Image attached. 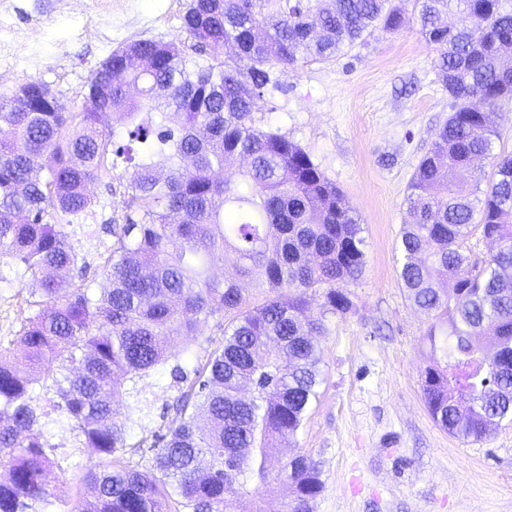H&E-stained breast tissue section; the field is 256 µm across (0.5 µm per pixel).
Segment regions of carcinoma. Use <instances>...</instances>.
I'll use <instances>...</instances> for the list:
<instances>
[{
  "label": "carcinoma",
  "instance_id": "1",
  "mask_svg": "<svg viewBox=\"0 0 512 512\" xmlns=\"http://www.w3.org/2000/svg\"><path fill=\"white\" fill-rule=\"evenodd\" d=\"M416 4L450 114L409 184L399 278L428 318V410L449 434L479 440L512 422V154L494 153L488 121L512 102V0ZM405 23L393 0H191L190 51L144 39L112 52L89 81L95 108L69 112L39 81L0 99V284L31 276L39 291L16 340L0 345V512H37L48 473L63 470L44 452L38 386L98 455L81 512H262L254 499L241 509L245 489L268 484L273 450L319 398L317 339L351 308L344 288L362 273L364 238L336 184L254 113L278 75ZM105 112L125 139L101 124ZM488 157L482 191L474 163ZM119 165L124 223L112 225L98 277L45 275L77 264L71 235L92 214L89 186ZM477 230L496 244L480 264L467 248ZM227 256L235 276L213 278ZM255 288L266 289L260 303ZM215 316L224 342L176 398L178 423L146 464H130L138 448L112 405L128 395L141 409L137 379L175 356L173 337ZM15 344L24 368L8 357ZM275 475L288 512H311L322 490L313 458L289 457Z\"/></svg>",
  "mask_w": 512,
  "mask_h": 512
}]
</instances>
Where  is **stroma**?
I'll use <instances>...</instances> for the list:
<instances>
[{
  "mask_svg": "<svg viewBox=\"0 0 512 512\" xmlns=\"http://www.w3.org/2000/svg\"><path fill=\"white\" fill-rule=\"evenodd\" d=\"M188 0H0V98L39 81L82 111L86 87L100 63L132 41L184 46ZM436 53L416 24L396 34L377 31L362 46L332 61L310 62L281 77L265 95L258 118L293 139L345 194L359 216L364 247L360 277L346 287L352 308L331 319L319 340L323 382L293 447L317 462L323 484L312 512H512V423L480 440H461L432 419L422 391L430 363L423 342L425 315L399 279L400 232L409 220L410 178L449 115L448 94L436 82ZM101 177L91 191L93 217L71 237L80 261L99 263L104 226L122 215L120 194ZM33 278L0 288V337L14 335L31 316L26 299ZM224 339L218 319L193 338L175 337L177 357L138 383L149 406L115 405L131 441L153 445L176 420L183 390L174 366L186 373L205 365ZM47 453L68 459L47 477V512H78L82 476L97 455L83 447L63 412L46 419Z\"/></svg>",
  "mask_w": 512,
  "mask_h": 512,
  "instance_id": "stroma-1",
  "label": "stroma"
}]
</instances>
